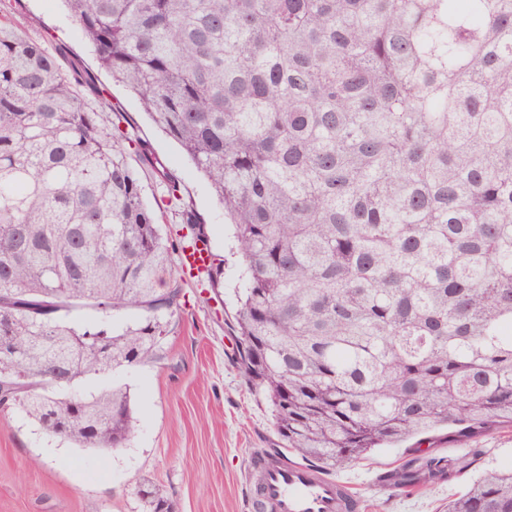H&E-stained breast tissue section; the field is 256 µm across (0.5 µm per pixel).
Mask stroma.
<instances>
[{"mask_svg": "<svg viewBox=\"0 0 512 512\" xmlns=\"http://www.w3.org/2000/svg\"><path fill=\"white\" fill-rule=\"evenodd\" d=\"M10 15L19 30L58 57L66 74L91 78V86L81 89L91 107H100L96 88L108 89L104 122L119 121L178 176L181 204L200 215L213 252L225 264L224 278L214 286L183 273L179 258H172L162 281H179L186 303L168 317L153 358L76 384L84 394L112 384L127 387L135 429L122 448L77 447L45 433L19 406H0V512H143L136 489L144 482L160 487L175 512H252L253 463L279 440L268 405L234 361L230 325L244 278L224 209L179 144L99 67L62 0H13ZM34 16L39 24H31ZM423 453L443 456L452 480L409 488L376 483V476ZM491 469L512 470L511 427L469 441L438 428L425 434L421 451L407 445L378 449L337 475L352 483L363 512H448L449 500Z\"/></svg>", "mask_w": 512, "mask_h": 512, "instance_id": "1", "label": "stroma"}]
</instances>
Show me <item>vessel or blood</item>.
Returning a JSON list of instances; mask_svg holds the SVG:
<instances>
[{"label":"vessel or blood","instance_id":"1","mask_svg":"<svg viewBox=\"0 0 512 512\" xmlns=\"http://www.w3.org/2000/svg\"><path fill=\"white\" fill-rule=\"evenodd\" d=\"M258 488L254 512H360L350 483L273 454L255 463Z\"/></svg>","mask_w":512,"mask_h":512}]
</instances>
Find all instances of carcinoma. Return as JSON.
Returning <instances> with one entry per match:
<instances>
[{
    "label": "carcinoma",
    "instance_id": "obj_1",
    "mask_svg": "<svg viewBox=\"0 0 512 512\" xmlns=\"http://www.w3.org/2000/svg\"><path fill=\"white\" fill-rule=\"evenodd\" d=\"M63 2L224 205L237 363L283 447L328 473L439 426H512V0ZM85 83L0 10V401L113 450L127 389L72 387L148 359L183 298L159 274L208 239L190 206L189 234H161L128 155L164 202L177 176L102 124ZM77 307L141 321L74 327ZM448 512H512V471Z\"/></svg>",
    "mask_w": 512,
    "mask_h": 512
}]
</instances>
